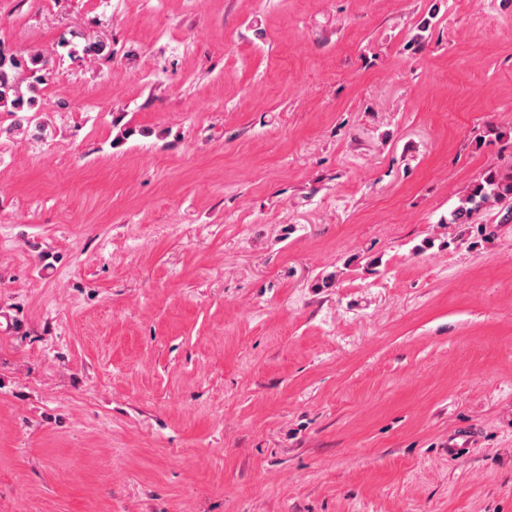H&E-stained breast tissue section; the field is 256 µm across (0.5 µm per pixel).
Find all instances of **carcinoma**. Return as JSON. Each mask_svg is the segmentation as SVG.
Returning a JSON list of instances; mask_svg holds the SVG:
<instances>
[{"label": "carcinoma", "instance_id": "obj_1", "mask_svg": "<svg viewBox=\"0 0 512 512\" xmlns=\"http://www.w3.org/2000/svg\"><path fill=\"white\" fill-rule=\"evenodd\" d=\"M58 45L69 49L71 54L79 51L93 60L112 57V45L99 39L88 38L79 47L62 35ZM54 67V58L40 50L16 53L8 58L0 54V112L27 113L8 133L22 131L38 140L47 138V128L37 117L41 110L37 92L40 86L48 83ZM511 201L512 169L491 170L460 199L459 205L450 213L449 223L466 224L484 206Z\"/></svg>", "mask_w": 512, "mask_h": 512}]
</instances>
